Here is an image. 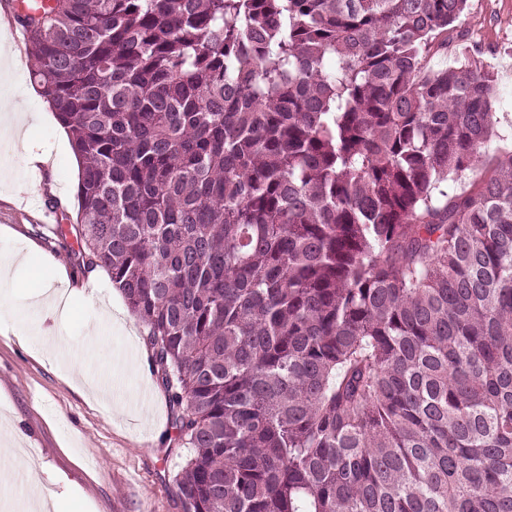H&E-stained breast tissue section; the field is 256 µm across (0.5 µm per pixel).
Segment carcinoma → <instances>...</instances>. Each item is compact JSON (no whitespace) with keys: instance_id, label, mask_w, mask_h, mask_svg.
Segmentation results:
<instances>
[{"instance_id":"obj_1","label":"carcinoma","mask_w":512,"mask_h":512,"mask_svg":"<svg viewBox=\"0 0 512 512\" xmlns=\"http://www.w3.org/2000/svg\"><path fill=\"white\" fill-rule=\"evenodd\" d=\"M467 0H49L62 239L146 331L184 512H512V151ZM473 190L440 189L465 173Z\"/></svg>"}]
</instances>
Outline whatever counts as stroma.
Returning <instances> with one entry per match:
<instances>
[{"label":"stroma","instance_id":"obj_1","mask_svg":"<svg viewBox=\"0 0 512 512\" xmlns=\"http://www.w3.org/2000/svg\"><path fill=\"white\" fill-rule=\"evenodd\" d=\"M24 41L14 17L0 14V108L25 119L22 139L0 135V256L29 258L0 276V495L24 499L32 474L58 512H183L175 474L187 451L163 386L138 361L143 327L108 275L90 280L53 232L61 215L77 213L78 173L20 59ZM465 54L496 76L497 135L483 151L491 163L512 150V0H468L447 52L429 65ZM31 153L44 157L41 168L28 165ZM60 282L78 294L56 319L32 297Z\"/></svg>","mask_w":512,"mask_h":512}]
</instances>
